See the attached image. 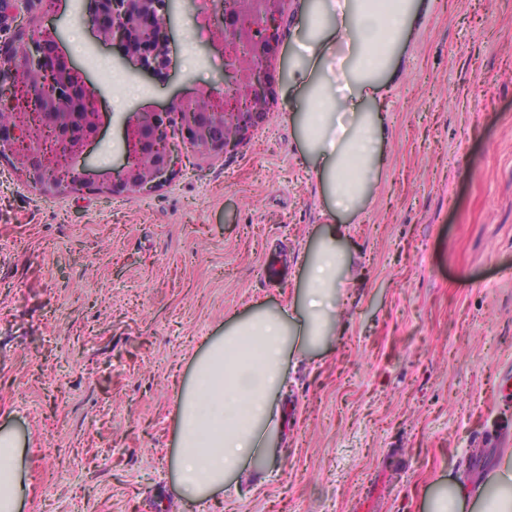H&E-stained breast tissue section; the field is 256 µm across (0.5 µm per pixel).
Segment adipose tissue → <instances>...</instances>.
<instances>
[{"label":"adipose tissue","mask_w":512,"mask_h":512,"mask_svg":"<svg viewBox=\"0 0 512 512\" xmlns=\"http://www.w3.org/2000/svg\"><path fill=\"white\" fill-rule=\"evenodd\" d=\"M434 0H313L302 6L291 120L327 202L332 227L303 258L293 299L248 317L195 358L175 395L173 472L177 496L205 505L225 485L250 484L277 459L288 375L338 325L336 292L351 271L344 223L358 215L386 163L384 102ZM19 439L0 434V512H18L26 493ZM424 512H512V453L477 487L425 489Z\"/></svg>","instance_id":"1"}]
</instances>
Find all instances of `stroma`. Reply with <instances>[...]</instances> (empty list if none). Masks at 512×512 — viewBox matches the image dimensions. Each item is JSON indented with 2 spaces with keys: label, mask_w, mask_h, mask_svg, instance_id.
I'll list each match as a JSON object with an SVG mask.
<instances>
[{
  "label": "stroma",
  "mask_w": 512,
  "mask_h": 512,
  "mask_svg": "<svg viewBox=\"0 0 512 512\" xmlns=\"http://www.w3.org/2000/svg\"><path fill=\"white\" fill-rule=\"evenodd\" d=\"M62 49L107 117L224 89L208 0H183L165 70L121 67L84 0H56ZM281 79L234 154L185 150L155 192L47 198L0 158V431L23 446L22 512H199L173 490L174 390L233 315L286 305L328 231ZM389 158L347 226L341 327L282 396V457L206 512H421L437 479L481 482L512 444V0H436L388 96ZM278 251L288 280L266 287Z\"/></svg>",
  "instance_id": "1"
}]
</instances>
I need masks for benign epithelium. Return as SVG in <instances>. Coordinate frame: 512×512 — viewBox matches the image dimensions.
Returning a JSON list of instances; mask_svg holds the SVG:
<instances>
[{
    "instance_id": "7a95c632",
    "label": "benign epithelium",
    "mask_w": 512,
    "mask_h": 512,
    "mask_svg": "<svg viewBox=\"0 0 512 512\" xmlns=\"http://www.w3.org/2000/svg\"><path fill=\"white\" fill-rule=\"evenodd\" d=\"M174 0H89L88 23L97 36L121 46L123 61L161 70L168 57V11ZM288 0L211 2L213 34L224 41L227 82L234 98L196 94L178 98L165 110L136 109L122 120L125 153L99 190L137 195L159 188L177 171L181 146L205 157L237 150L268 116L275 99L274 63L280 49L278 22ZM44 0H0V96L28 98L30 71L65 70L41 118L55 140L51 151L30 137L32 113L15 112L0 123V157L46 196L86 184L88 144L103 123L98 101L63 53L55 28L46 24ZM80 97L84 112L67 124L54 120L57 100Z\"/></svg>"
}]
</instances>
